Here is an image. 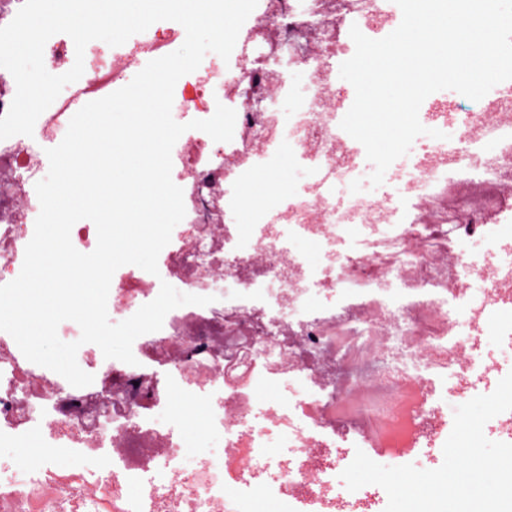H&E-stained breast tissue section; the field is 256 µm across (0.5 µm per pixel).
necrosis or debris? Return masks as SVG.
Returning a JSON list of instances; mask_svg holds the SVG:
<instances>
[{
    "label": "necrosis or debris",
    "mask_w": 512,
    "mask_h": 512,
    "mask_svg": "<svg viewBox=\"0 0 512 512\" xmlns=\"http://www.w3.org/2000/svg\"><path fill=\"white\" fill-rule=\"evenodd\" d=\"M401 20L389 0H259L243 25L249 52L236 54L224 73L178 80L182 112L209 110L217 98L236 111L231 141L203 132L182 141L174 182L186 215L162 250L167 283L212 302L170 311L159 331L134 341L135 364L78 350V365L94 377L81 388L27 360L0 331V447L34 439L42 459L10 461L0 476V512H288L292 496L335 507L336 467L326 457L336 422L317 409L341 407L342 399L311 360L336 337L371 336L374 323L355 310L369 296L385 301L393 339L352 384L381 375L398 388L427 379L438 390L361 403L356 412L368 429L346 434L348 445L372 440L397 450L426 432L441 438L447 414L489 386L504 358L482 346L512 329V250L495 263L465 266L457 288L432 269L437 252L459 244L512 241V123L502 118L512 112V80L491 99L457 92L436 99L442 138H427L424 154L397 159L379 188L365 189L358 146L336 135L348 95L336 70L355 52L351 27L382 38ZM185 38L184 29L158 27L147 41L98 60L89 80L66 85L39 116L43 139L59 141L75 96H107L132 63L162 57ZM283 144L291 163L310 161V186L289 187L286 199L257 209L250 223H226L237 205L229 185L280 168ZM45 176L37 150L16 135L0 140V285L21 272L40 206L30 188ZM408 267L416 272L412 288L402 280ZM156 281L124 267L108 312L131 317L158 296ZM424 306L430 316L421 315ZM415 334L422 342L413 350L405 339ZM228 336L246 349L239 384L225 375ZM272 386L278 396L259 400ZM196 403L206 411L204 427L175 430L177 410ZM211 439L221 453L181 456ZM272 446L282 449L278 459L266 454ZM228 455L249 493L227 486ZM270 473L277 489L263 483Z\"/></svg>",
    "instance_id": "4bbe7bcc"
}]
</instances>
